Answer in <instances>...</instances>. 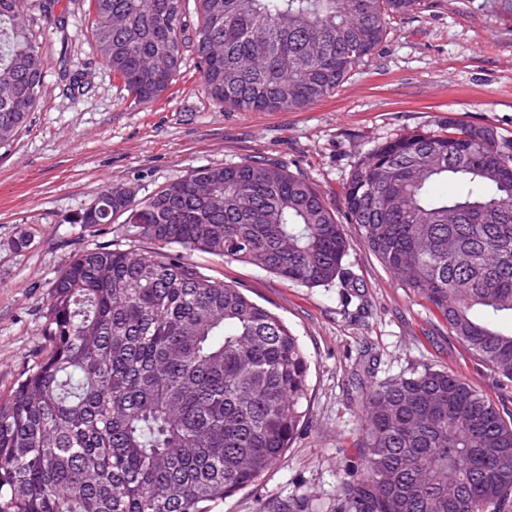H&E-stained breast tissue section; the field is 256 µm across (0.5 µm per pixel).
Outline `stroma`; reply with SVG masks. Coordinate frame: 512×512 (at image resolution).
<instances>
[{
  "mask_svg": "<svg viewBox=\"0 0 512 512\" xmlns=\"http://www.w3.org/2000/svg\"><path fill=\"white\" fill-rule=\"evenodd\" d=\"M498 0H425L391 18L385 42L336 91L298 112H239L213 101L193 47L170 88L150 102L128 95L87 33L89 0H60L65 26L29 0L46 61L28 127L0 146V394L39 356L41 315L58 272L77 252L121 237L119 224L69 223L108 185L138 198L200 167L275 159L340 204L356 161L406 133L455 119L512 140V15ZM30 234L29 248L16 238ZM211 278L281 317L309 358L306 416L286 455L220 512H260L278 497L334 512L341 477L358 472L359 383L425 368L465 379L512 417V379L454 336L442 314L389 272L359 239L346 274L326 287L293 284L256 266L197 253Z\"/></svg>",
  "mask_w": 512,
  "mask_h": 512,
  "instance_id": "1",
  "label": "stroma"
}]
</instances>
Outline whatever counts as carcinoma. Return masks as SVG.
Returning a JSON list of instances; mask_svg holds the SVG:
<instances>
[{
  "mask_svg": "<svg viewBox=\"0 0 512 512\" xmlns=\"http://www.w3.org/2000/svg\"><path fill=\"white\" fill-rule=\"evenodd\" d=\"M90 0L97 55L135 100L174 81L184 46L224 107L295 112L331 94L421 0ZM27 0H0V145L39 104L45 60ZM415 131L354 165L342 207L360 242L512 378V142L487 126ZM448 181L455 196L436 193ZM117 215L59 272L45 348L0 396V512H218L279 462L303 417L298 338L187 253L304 287L343 274L349 235L312 182L271 160L191 171L139 200L107 186L69 224ZM161 244L155 251L136 245ZM170 250H163V247ZM360 476L335 512H490L512 493V422L461 378L427 368L366 382ZM264 512H304L280 498Z\"/></svg>",
  "mask_w": 512,
  "mask_h": 512,
  "instance_id": "1",
  "label": "carcinoma"
}]
</instances>
